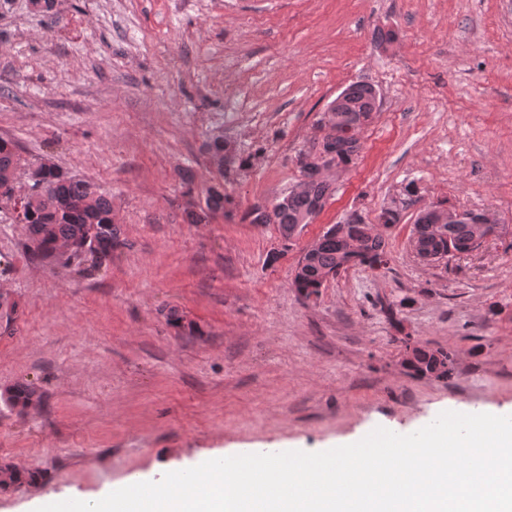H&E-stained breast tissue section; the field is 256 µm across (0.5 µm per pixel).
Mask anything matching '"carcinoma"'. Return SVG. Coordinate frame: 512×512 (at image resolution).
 I'll return each mask as SVG.
<instances>
[{
	"label": "carcinoma",
	"mask_w": 512,
	"mask_h": 512,
	"mask_svg": "<svg viewBox=\"0 0 512 512\" xmlns=\"http://www.w3.org/2000/svg\"><path fill=\"white\" fill-rule=\"evenodd\" d=\"M377 111L375 87L356 82L345 88V98L336 108V126L354 130L349 136H334L323 144V163L336 170L348 168L358 156V134L371 113ZM211 163L221 180L207 186L199 211L191 213V222L200 224L206 218L234 216V200L224 187L229 173L224 170V157L242 168L247 160L237 157L236 150L224 142L221 135L213 136L206 145ZM24 174L32 188L20 201L15 221L27 229L24 248L35 260H55L62 265L89 261L100 266L120 247V230L114 222L112 202L94 184L63 172L49 160L29 162L22 158L18 145L11 139L0 138V186L13 183ZM302 179L271 206L251 208L245 218L252 224H275L281 236L292 239L307 224V216L331 196V180L322 176L319 167L301 169ZM474 225L463 219L445 224L442 234L423 232L419 246L435 254H451L457 247L471 241ZM359 242L353 251L348 240ZM386 236L371 232L365 222L335 224L317 240L316 247L304 251L294 273L291 286L307 292L316 288L326 275H338L352 267H372V261L387 258ZM17 314V302L0 293V328L9 329ZM406 367L415 374H435L447 378L453 374L452 355L443 350L413 346L404 359ZM37 391L20 386L4 394L10 408H26L39 401ZM26 475L12 464L0 465V490L22 483Z\"/></svg>",
	"instance_id": "cac0c4a2"
}]
</instances>
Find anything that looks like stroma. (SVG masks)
<instances>
[{"label": "stroma", "instance_id": "stroma-1", "mask_svg": "<svg viewBox=\"0 0 512 512\" xmlns=\"http://www.w3.org/2000/svg\"><path fill=\"white\" fill-rule=\"evenodd\" d=\"M355 82L378 90V114L322 212L289 241L245 221L300 180L296 156ZM216 132L250 164L226 185L234 218L190 224V192L219 177ZM1 136L109 193L122 245L97 268L34 261L0 208V292L18 303L0 392L41 396L0 406V463L32 475L0 491V512L383 423L409 434L449 409L512 415V0H7ZM394 201L385 268L302 300L304 249ZM440 202L504 229L422 264L409 239ZM405 334L453 354L452 376L410 373ZM40 396L37 391L29 386H20L14 390H6L4 394V403L10 408H26L35 402H38Z\"/></svg>", "mask_w": 512, "mask_h": 512}]
</instances>
